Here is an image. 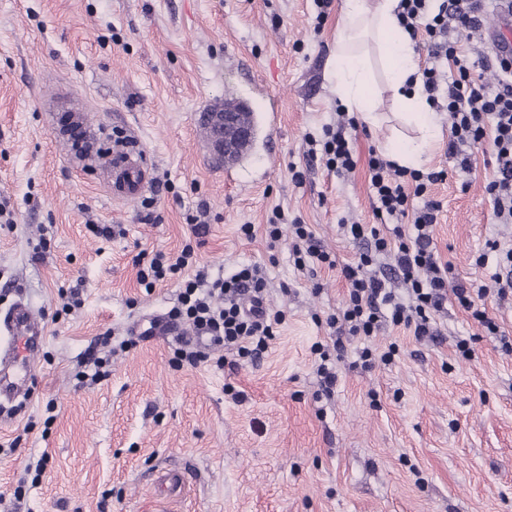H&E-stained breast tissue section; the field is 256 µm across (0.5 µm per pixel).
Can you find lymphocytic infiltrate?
I'll list each match as a JSON object with an SVG mask.
<instances>
[{
  "label": "lymphocytic infiltrate",
  "mask_w": 512,
  "mask_h": 512,
  "mask_svg": "<svg viewBox=\"0 0 512 512\" xmlns=\"http://www.w3.org/2000/svg\"><path fill=\"white\" fill-rule=\"evenodd\" d=\"M493 3L399 0L397 19L426 51L413 81L419 82L432 110L451 118L449 159L460 171L471 172L475 166L471 147L490 141L494 167L484 190L498 223L512 224V61L497 59L485 48H462L463 42L481 38ZM488 71L493 72L494 82L485 80ZM357 130L356 117L337 112L335 122L324 125L320 137H308V157L320 161L327 172L339 176L351 172L356 165ZM368 171L376 221L342 226L364 249L356 263L341 267L348 282L347 297L327 319L338 333L335 349L343 350L345 337L373 336L386 321L412 330L418 338L432 335L433 316L450 295L488 334H498L500 327L484 304L490 289L456 280L452 265L435 254L433 231L441 204L431 198L430 188L445 181L446 170L400 166L373 150ZM286 233L293 239L296 267L310 262L337 266L309 225L273 208L266 224L269 241L279 242ZM387 255L395 263L386 268L379 260ZM265 287L260 269L252 265L212 281L201 270L186 278L178 304L168 316L190 322L206 333L208 342H183L174 352L177 367L196 368L209 362L223 366V358L212 355L223 346L236 349L240 356L259 358L283 321L282 311L264 307Z\"/></svg>",
  "instance_id": "1"
}]
</instances>
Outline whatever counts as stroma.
Returning <instances> with one entry per match:
<instances>
[{
    "mask_svg": "<svg viewBox=\"0 0 512 512\" xmlns=\"http://www.w3.org/2000/svg\"><path fill=\"white\" fill-rule=\"evenodd\" d=\"M342 7L332 0L318 31L312 0H0V205L12 218L0 222V318L21 300L46 332L29 394L0 415V512H512V353L467 312L450 301L435 336L386 324L332 352L326 318L347 294L340 268L361 250L340 224L374 223L365 161L399 125L391 93L379 91L384 121L358 133L354 172L306 159V134L336 116ZM230 95L260 129L228 173L200 119ZM436 121L423 165L448 177L432 191L442 204L434 242L460 280L489 286L497 260L479 266L476 256L487 240L512 241L484 191L491 147L475 146L474 170L460 172L448 114ZM118 140L153 163V206L113 199ZM202 204L196 236L187 217ZM276 205L312 226L336 268L297 269L291 236L269 245ZM95 224L123 233L108 241ZM192 238L210 277L262 270L266 304L286 321L260 358L228 350L224 367L178 369V341L134 340L133 324L166 315L181 291L170 275L140 288L137 255L174 258ZM74 289L81 305L71 309ZM470 337L465 359L456 344ZM318 343L338 376L329 396ZM391 346L390 363L361 369L363 348ZM91 352L110 355L109 375L82 386ZM162 469L183 473L178 495L156 487Z\"/></svg>",
    "mask_w": 512,
    "mask_h": 512,
    "instance_id": "35a3bbf8",
    "label": "stroma"
}]
</instances>
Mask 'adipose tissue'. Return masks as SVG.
<instances>
[{"instance_id":"obj_1","label":"adipose tissue","mask_w":512,"mask_h":512,"mask_svg":"<svg viewBox=\"0 0 512 512\" xmlns=\"http://www.w3.org/2000/svg\"><path fill=\"white\" fill-rule=\"evenodd\" d=\"M397 4L398 0H345L331 78L346 110L375 125L381 118L375 106L374 68L382 66L399 117L412 129L408 135L395 132L385 150L390 160L409 167L422 162L438 132L425 95L408 87L419 55L397 22Z\"/></svg>"}]
</instances>
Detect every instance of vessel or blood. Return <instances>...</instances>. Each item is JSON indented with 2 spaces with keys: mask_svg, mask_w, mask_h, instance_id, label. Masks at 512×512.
Wrapping results in <instances>:
<instances>
[{
  "mask_svg": "<svg viewBox=\"0 0 512 512\" xmlns=\"http://www.w3.org/2000/svg\"><path fill=\"white\" fill-rule=\"evenodd\" d=\"M483 39L491 51L512 58V0H499L493 19L483 29ZM153 165L136 150L117 146L112 150V193L133 201L151 181ZM45 330L24 302L13 304L0 321V347L11 360L13 372L0 374V396L14 398L27 391L32 379L37 351Z\"/></svg>",
  "mask_w": 512,
  "mask_h": 512,
  "instance_id": "1",
  "label": "vessel or blood"
}]
</instances>
